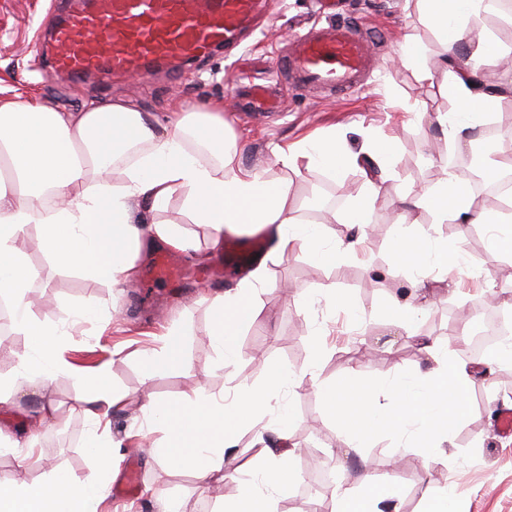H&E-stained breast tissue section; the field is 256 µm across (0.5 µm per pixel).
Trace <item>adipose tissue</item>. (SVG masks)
<instances>
[{"mask_svg": "<svg viewBox=\"0 0 512 512\" xmlns=\"http://www.w3.org/2000/svg\"><path fill=\"white\" fill-rule=\"evenodd\" d=\"M494 0H415L420 22L444 48L439 71L453 102L451 111L436 115V123L451 146L472 143V133L495 112L508 89L484 80L480 69L497 53L492 35L481 29L482 14ZM471 46L468 67L455 63L456 46ZM395 143L375 137L361 153L346 150L332 134L293 147H278L277 163L289 166L304 158L309 167L332 173L370 163L376 175L327 221H309L290 195L285 182L243 165L235 137L218 108L193 112L165 128L149 114L122 101L93 103L80 112H56L34 99L0 102V298L11 304V325L27 336L30 352L20 362L21 381L43 393L48 381L64 376L83 392L77 403L92 428L87 438V462L93 480L80 481L62 472L0 484V512H102L113 479L116 443L108 429L112 413L131 400L115 389L107 367L82 372L59 357L64 331L39 319L28 299L34 276L20 246L27 225L42 227L40 249L61 269H76L118 288L133 275L134 256L144 248L167 245L182 251L196 244L171 222L141 226L136 215L164 210L181 196L193 223L209 227L214 239L250 229L274 234L271 257L289 244L320 264H332L353 246L327 237L326 224L366 229L374 222L377 180L391 176ZM410 207L431 223L483 224L492 233L494 252L512 256V199L505 206L476 204L470 179L451 172L413 197ZM393 252L415 289L426 287L434 271L459 267L461 240L451 242L403 225ZM266 276L258 264L236 288L216 295L210 312L213 336L227 359L240 355L238 337L256 319L259 288ZM426 352L435 366L427 372L364 380L349 370L344 380L322 383L316 390L325 416L343 434L347 446L360 450L378 432H388L418 448L425 465L453 468L447 451L453 428L471 411L470 388L475 371L437 344ZM21 381L0 379V402L17 398ZM298 377L281 367L271 368L263 385L239 389L229 397L205 395L202 386L178 399L159 401L145 395L137 403L148 430L164 429L148 455L168 468L189 471L205 482H221L226 469L237 475V492L224 499L219 512H277L279 496L300 481L294 451L286 440L295 420L275 410L273 397ZM262 427L256 450L240 461L235 446L242 430ZM400 496L390 478L366 474L359 489L336 487L335 512H380L379 506Z\"/></svg>", "mask_w": 512, "mask_h": 512, "instance_id": "ef3b65f1", "label": "adipose tissue"}]
</instances>
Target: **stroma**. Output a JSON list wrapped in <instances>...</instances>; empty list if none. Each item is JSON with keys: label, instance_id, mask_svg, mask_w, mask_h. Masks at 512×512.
Wrapping results in <instances>:
<instances>
[{"label": "stroma", "instance_id": "35a3bbf8", "mask_svg": "<svg viewBox=\"0 0 512 512\" xmlns=\"http://www.w3.org/2000/svg\"><path fill=\"white\" fill-rule=\"evenodd\" d=\"M340 2L342 12L363 18L387 36L360 88L347 96L289 88L278 74V51L287 50L295 35L319 22V0H270L268 18L250 43L212 51L186 81L174 84L163 77H131L109 87L97 82L69 85L48 78V62L38 54L36 39L41 28L55 19L50 0H0V88L36 98L58 112L81 111L93 100H124L164 125L207 104H223L224 120L236 137L244 164L266 169L270 179L290 181L299 206H306L317 172L302 161L290 168L276 164L275 146L327 132L336 133L354 152L375 132L394 139L396 145L394 176L381 183L375 204V216L384 222L382 230L362 239L352 255L333 265L315 264L296 248L268 262L256 320L239 337V359L222 356L211 333L207 302L239 279L234 276L225 283L209 277L216 246L205 225L192 223L181 197H173L156 215L157 220L180 224L199 250L195 257L179 254L183 274L178 283L151 280L157 253L146 250L135 260L136 279L124 292H112L104 282L55 268L39 250L40 228L32 224L24 235L28 259L38 272L32 288L41 300V312L66 325L69 364L90 371L98 361H105L113 385L132 399L150 393L168 400L189 392L192 378L181 368H168L147 384L140 373L142 354L162 347L167 328H183L187 331L184 360L202 379L206 392L262 385L274 366L299 375V386L282 389L272 404L289 407L297 419L290 445L308 448L320 466L334 465L337 482L357 487L364 473H391L392 461L400 458L406 463L398 480L401 512H419L431 477L454 489L464 512H512V440L497 427L499 412L512 409V381H503L501 368L491 367L475 382L472 411L453 433L450 452L456 466L451 470L425 467L418 449L389 433L373 438L363 452H355L344 445L335 425L324 416L316 392L319 383L340 381L356 366L368 380L428 368L433 360L419 349L418 338L429 336L447 345L460 328L473 324L467 310L481 301L489 283L512 293V259L492 254L486 230L479 225L475 237L463 243L467 259L463 268L444 276L434 292L417 299L422 313L416 327L404 330L384 316L390 299L409 293L403 269L391 262L400 218L433 236L445 234L444 225L429 223L419 212L403 213L402 199L441 178L452 153L435 116L449 111L452 103L440 81L418 80L399 61V47L409 37L423 44L429 57L443 52L421 24L414 5L407 0ZM483 24L503 54L495 64V80L511 85L512 15L499 9L486 14ZM239 74L282 91L279 110L256 117L240 112L233 84ZM325 286L346 294L356 315L333 310L318 293ZM89 301L96 308L94 316L66 324V308ZM318 341L325 348L319 359L314 356ZM77 392L73 381L57 378L50 394L59 406L60 422L39 431L29 426L38 408L35 398L24 397L12 406L0 404V431L20 445L34 444L42 451L40 460L29 466L30 477L54 468L78 480L89 477L83 440L90 424L75 406ZM132 462L144 491L129 498L108 497L110 512H158L162 494L177 499L182 512H215L224 496L223 485H205L192 475L155 464L146 455L120 449L112 460L115 484L124 482Z\"/></svg>", "mask_w": 512, "mask_h": 512}]
</instances>
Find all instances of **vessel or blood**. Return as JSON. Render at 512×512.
I'll use <instances>...</instances> for the list:
<instances>
[{
    "label": "vessel or blood",
    "mask_w": 512,
    "mask_h": 512,
    "mask_svg": "<svg viewBox=\"0 0 512 512\" xmlns=\"http://www.w3.org/2000/svg\"><path fill=\"white\" fill-rule=\"evenodd\" d=\"M267 0H60L54 25L43 37L51 76L74 84L106 83L131 74L180 80L184 64L217 47L241 42ZM323 24L297 36L280 60L281 72L298 87L320 86L350 94L373 62L379 33L368 22L337 12L321 0ZM252 112L270 111L266 86L242 88ZM266 247L264 236L223 242L220 264L231 270Z\"/></svg>",
    "instance_id": "1"
}]
</instances>
